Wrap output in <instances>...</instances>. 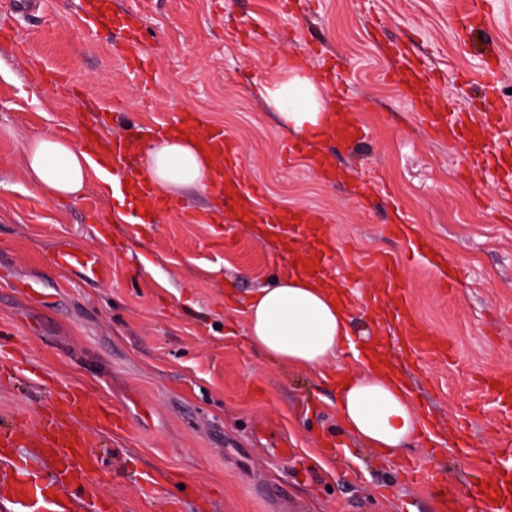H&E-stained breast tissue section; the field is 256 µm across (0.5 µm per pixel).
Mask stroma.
I'll list each match as a JSON object with an SVG mask.
<instances>
[{"label": "stroma", "mask_w": 512, "mask_h": 512, "mask_svg": "<svg viewBox=\"0 0 512 512\" xmlns=\"http://www.w3.org/2000/svg\"><path fill=\"white\" fill-rule=\"evenodd\" d=\"M106 13L129 15L154 59L151 80L137 84L112 44V31L89 33L71 22L84 0H46L42 11L0 34V332L13 361L0 365V426L16 417L35 424L46 408L41 382L58 378L125 415V431L103 435L112 475L106 486L123 512H171L144 499L138 480L168 475L178 512H434L428 483H414L410 463L440 473L472 512V485L496 481L498 454L512 438V222L493 168L467 170L462 145L429 138L419 105L387 79L389 42L405 44L443 80L436 104L476 115L512 103V0H497L485 36L498 49L493 93H461L476 66L460 52L455 13L467 0H97ZM312 73L336 64V85L353 101L352 121L369 131L352 144L314 147L336 173L325 184L303 155L285 156L289 136L251 92L284 75L295 55ZM64 73L72 92L53 91L33 65ZM114 104L125 122L149 125L193 112L200 130L224 128L244 168L283 208L306 207L329 219L334 279L351 284L353 261L397 258L409 296L406 316L448 340V353L414 358L402 337L371 313L353 311L355 339L381 336L425 415L444 426L435 449L418 443L391 461L349 437L336 416L332 378L360 369L344 350L320 371L274 364L244 337L239 299L270 285L288 262L278 242L237 223L226 202L184 190L150 224L116 212L133 202L104 195L89 180L68 202L30 183L29 140L93 118ZM209 211L207 224L190 223ZM407 215L405 238L383 225ZM433 248L419 250L420 240ZM64 245L98 254L111 279L84 282L51 264ZM234 292L236 302L226 299ZM288 444L294 454L281 459Z\"/></svg>", "instance_id": "stroma-1"}]
</instances>
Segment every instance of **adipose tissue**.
Masks as SVG:
<instances>
[{
    "mask_svg": "<svg viewBox=\"0 0 512 512\" xmlns=\"http://www.w3.org/2000/svg\"><path fill=\"white\" fill-rule=\"evenodd\" d=\"M258 93L276 113L281 128L293 135L322 132L330 117L323 83L294 66L282 80L259 84ZM95 167L89 146L43 134L28 141L25 169L46 196L67 200L80 195ZM138 181L150 182L167 198L188 187L210 190L220 178V164L210 151L175 135L151 140L138 164ZM295 267L287 277L246 297L244 334L254 350L274 363L322 370L351 345L349 310L331 280L308 275V260L294 250ZM336 391L337 415L347 432L385 459L429 432V424L408 385L381 361L364 363Z\"/></svg>",
    "mask_w": 512,
    "mask_h": 512,
    "instance_id": "ef3b65f1",
    "label": "adipose tissue"
}]
</instances>
